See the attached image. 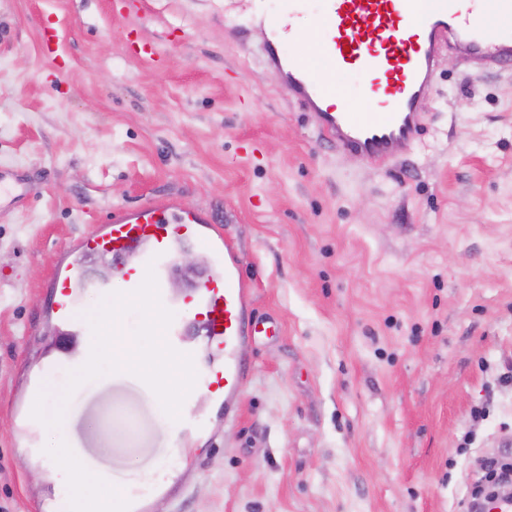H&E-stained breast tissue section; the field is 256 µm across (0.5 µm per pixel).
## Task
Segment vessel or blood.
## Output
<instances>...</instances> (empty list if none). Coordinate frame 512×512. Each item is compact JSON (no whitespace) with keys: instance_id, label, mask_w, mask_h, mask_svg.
<instances>
[{"instance_id":"vessel-or-blood-1","label":"vessel or blood","mask_w":512,"mask_h":512,"mask_svg":"<svg viewBox=\"0 0 512 512\" xmlns=\"http://www.w3.org/2000/svg\"><path fill=\"white\" fill-rule=\"evenodd\" d=\"M237 31L270 30L262 62L281 80L289 97L312 113L315 128L337 150L382 164L409 151L422 137V105L446 53L512 66V0H320L315 20L322 35L304 49L286 51L307 24L306 0H286L281 11H267L264 0H239ZM357 73L366 91L367 111H355L336 81ZM25 194L23 175L0 169V197ZM210 239L216 266L182 296L166 288L176 254L185 243ZM103 257L111 279L93 282L89 264ZM154 267L164 306L190 309L192 321L173 320L168 343L191 354L196 390L224 413L236 417L240 392L251 371L249 343L258 322L249 304L250 290L240 274L241 259L212 217L174 202L120 209L84 236L72 259L51 283V310L61 335L85 333L78 311L83 289L102 294L129 293Z\"/></svg>"}]
</instances>
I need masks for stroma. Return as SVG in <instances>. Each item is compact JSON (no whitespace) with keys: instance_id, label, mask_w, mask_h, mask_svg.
<instances>
[{"instance_id":"35a3bbf8","label":"stroma","mask_w":512,"mask_h":512,"mask_svg":"<svg viewBox=\"0 0 512 512\" xmlns=\"http://www.w3.org/2000/svg\"><path fill=\"white\" fill-rule=\"evenodd\" d=\"M56 27L57 60L40 48ZM224 0H0V512L54 483L18 414L59 341L50 281L113 210L213 212L260 332L209 445L133 378L86 382L69 434L153 512H458L512 444V71L447 54L426 128L372 166L319 138ZM25 184V179L20 173L0 169V204L2 196L11 201L25 196ZM170 479L172 478L167 476L163 477L162 480L155 482L152 488V493L158 492L157 496L170 495L173 492V485L169 482ZM152 493L132 495L128 499L130 502L129 512H148Z\"/></svg>"}]
</instances>
